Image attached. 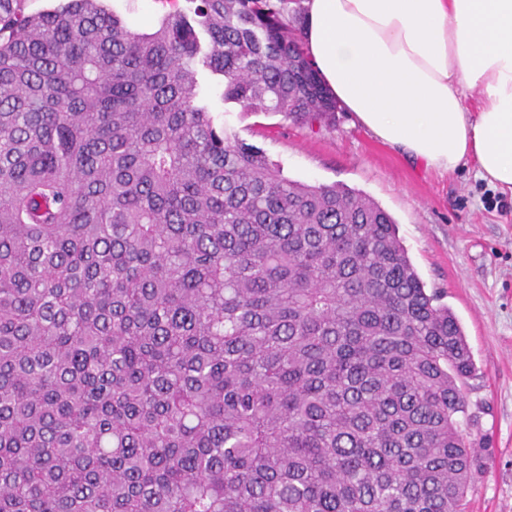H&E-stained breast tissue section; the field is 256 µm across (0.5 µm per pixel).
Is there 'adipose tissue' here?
Wrapping results in <instances>:
<instances>
[{
  "instance_id": "1",
  "label": "adipose tissue",
  "mask_w": 512,
  "mask_h": 512,
  "mask_svg": "<svg viewBox=\"0 0 512 512\" xmlns=\"http://www.w3.org/2000/svg\"><path fill=\"white\" fill-rule=\"evenodd\" d=\"M304 6L309 59L362 126L442 172L473 161L488 185L512 192V0Z\"/></svg>"
}]
</instances>
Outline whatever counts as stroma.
Listing matches in <instances>:
<instances>
[{"instance_id": "stroma-1", "label": "stroma", "mask_w": 512, "mask_h": 512, "mask_svg": "<svg viewBox=\"0 0 512 512\" xmlns=\"http://www.w3.org/2000/svg\"><path fill=\"white\" fill-rule=\"evenodd\" d=\"M134 29L153 30L189 0H104ZM209 88L216 125L279 164L290 179L343 185L377 202L427 291L437 292L466 335L475 364L463 387L462 428L481 457L467 512H512V194L479 179L470 162L450 173L409 158L337 113L333 126L308 129L279 113L224 106Z\"/></svg>"}]
</instances>
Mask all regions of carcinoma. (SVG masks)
<instances>
[{
    "instance_id": "obj_1",
    "label": "carcinoma",
    "mask_w": 512,
    "mask_h": 512,
    "mask_svg": "<svg viewBox=\"0 0 512 512\" xmlns=\"http://www.w3.org/2000/svg\"><path fill=\"white\" fill-rule=\"evenodd\" d=\"M0 0V512H463L474 370L392 216L224 104L337 102L300 0ZM104 4L110 12L115 11L128 25L141 32L153 30L169 11L188 12L194 6L189 0H104Z\"/></svg>"
}]
</instances>
